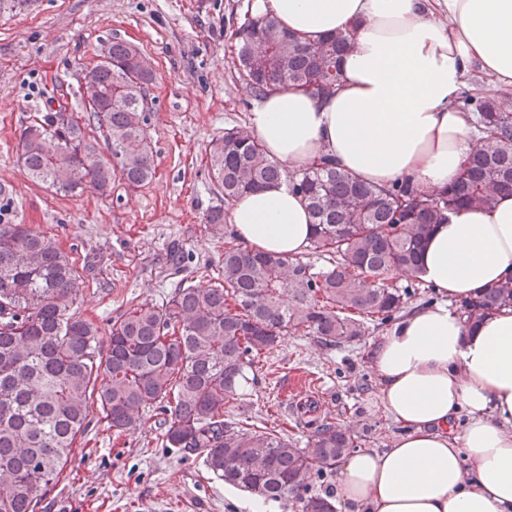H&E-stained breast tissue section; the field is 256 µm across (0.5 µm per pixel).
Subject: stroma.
I'll list each match as a JSON object with an SVG mask.
<instances>
[{
	"instance_id": "stroma-1",
	"label": "stroma",
	"mask_w": 512,
	"mask_h": 512,
	"mask_svg": "<svg viewBox=\"0 0 512 512\" xmlns=\"http://www.w3.org/2000/svg\"><path fill=\"white\" fill-rule=\"evenodd\" d=\"M253 0H33L0 12V183L11 190L10 218L55 237L80 274L79 310L107 329L131 305L165 302L183 280L217 278L224 242L204 213L221 204L210 180L209 150L233 127L246 128L258 100L232 78L230 37ZM135 44L156 72L149 130L151 184L111 195L65 196L33 183L17 142L30 115L64 101L77 106L81 68L100 43ZM376 332L342 346L285 336L227 405L230 419L286 424L298 447L316 426L350 427L363 449L389 447L398 428L375 398L368 353ZM162 412L117 434L92 422L45 502V512H250L252 496L224 485L196 455L161 447Z\"/></svg>"
}]
</instances>
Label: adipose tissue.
<instances>
[{"instance_id":"obj_1","label":"adipose tissue","mask_w":512,"mask_h":512,"mask_svg":"<svg viewBox=\"0 0 512 512\" xmlns=\"http://www.w3.org/2000/svg\"><path fill=\"white\" fill-rule=\"evenodd\" d=\"M256 13L309 41L350 32L342 86L265 98L248 130L291 169L333 158L362 179L454 180L471 116L452 106L472 66L512 90V0H254ZM249 250L298 258L312 236L304 201L284 184L241 196L231 212ZM433 303L373 343L376 396L399 426L390 448L351 454L335 495L348 512H512V309L468 326L448 307L512 276V194L435 225L419 255Z\"/></svg>"}]
</instances>
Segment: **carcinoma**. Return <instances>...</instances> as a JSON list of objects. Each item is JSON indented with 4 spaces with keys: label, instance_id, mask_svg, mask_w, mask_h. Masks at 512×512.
<instances>
[{
    "label": "carcinoma",
    "instance_id": "1",
    "mask_svg": "<svg viewBox=\"0 0 512 512\" xmlns=\"http://www.w3.org/2000/svg\"><path fill=\"white\" fill-rule=\"evenodd\" d=\"M238 83L255 98L302 88L335 92L351 34L303 41L269 15L245 13L232 34ZM141 51L112 40L89 71L79 106L31 116L18 159L31 179L56 193L102 195L112 185L152 182L153 112L145 99L156 75ZM456 108L475 118L477 134L455 179L437 190L411 180L378 186L322 155L290 170L261 142L227 129L210 150L209 169L224 205L203 216L222 237L245 193L285 181L305 201L313 233L308 253L326 262L253 253L225 242L221 281L181 285L166 302L121 312L107 333L78 312V276L54 237L14 224L0 206V512H41L90 415L117 433L139 428L145 411L164 410L162 443L193 452L224 483L265 500L299 499L301 512H336L321 495L301 496L312 476L328 472L354 447L351 429L322 423L307 447L279 429L224 419V407L249 383L256 356L298 331L344 345L380 329L430 288L417 272L424 239L448 214L488 208L512 192V111L492 91L461 92ZM109 158L101 155V149ZM411 271L410 284L392 273ZM512 308V277L454 301L470 324Z\"/></svg>",
    "mask_w": 512,
    "mask_h": 512
}]
</instances>
